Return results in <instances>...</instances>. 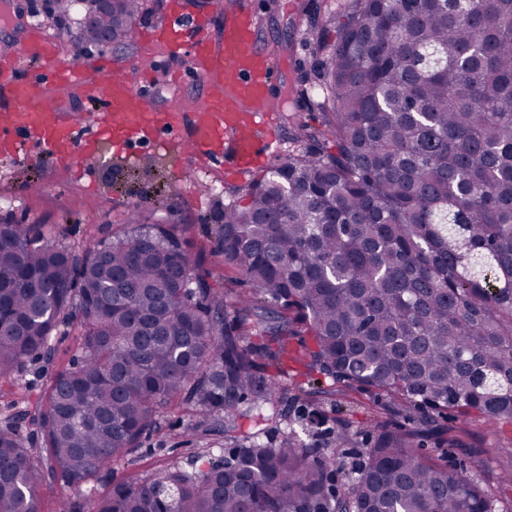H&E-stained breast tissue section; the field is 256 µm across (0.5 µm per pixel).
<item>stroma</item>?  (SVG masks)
Masks as SVG:
<instances>
[{"label": "stroma", "instance_id": "stroma-1", "mask_svg": "<svg viewBox=\"0 0 512 512\" xmlns=\"http://www.w3.org/2000/svg\"><path fill=\"white\" fill-rule=\"evenodd\" d=\"M25 10L36 14L41 26L58 44L64 59L75 64L111 58L113 74L131 82L141 80V65L155 60L151 91L159 104L188 108L199 103L203 88L195 80H187L181 90L172 87L179 67L161 51L147 46L118 52L96 47L82 51L75 28H61L54 17L42 9V0H21ZM299 0H255L262 43L268 49H279L286 62L278 76L280 86L278 123V152L288 149V116L296 113L311 125H319L320 113L310 98L296 95L302 81L312 77L315 38L298 11ZM176 158L161 152L152 141L130 143L124 153L106 150L100 156L85 160L84 174L72 167L56 165L46 160L41 149L30 146L27 159L16 161L0 153V224H26L36 229L55 228L64 241L80 246L90 241L107 240L120 234V219L134 207L156 209L158 219L174 223L189 244L191 253L202 254L212 272L211 283L224 289L227 298H234L245 284L231 268L225 267L218 250L216 228L221 222L225 204L234 189H246L261 169L234 171L231 162L222 167H208L196 162V177L184 182L177 178ZM80 329L63 327L55 344L52 358L27 359L17 375L18 385L11 394L12 406H0V426L6 420L16 421L20 433L35 439L37 429L30 416L41 404L44 391L52 378L70 367L80 353ZM285 368L294 377L303 394L288 402L284 411L290 417L311 415L320 411L319 431L335 429L337 422L349 423L358 431V447L344 451L345 462L358 461L361 445L369 443L377 433V423L414 428L427 422L429 413L405 412L388 407L372 409L365 394L337 397L313 408L308 390L323 387L326 380L316 372H307L303 361L288 358ZM444 425L453 427L463 447L443 450L425 447L423 455L438 460L447 459L449 467L479 471L484 487L498 500L501 512H512V483L504 477L512 473V424L493 425L485 419H461L448 415ZM230 445L223 435L194 431L192 419L177 408H169L159 431L144 436L123 460L114 462L94 482L95 496L108 494L120 484L134 478L152 477L162 467L177 464L190 467L205 450L228 453Z\"/></svg>", "mask_w": 512, "mask_h": 512}]
</instances>
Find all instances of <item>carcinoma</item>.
I'll list each match as a JSON object with an SVG mask.
<instances>
[{"mask_svg":"<svg viewBox=\"0 0 512 512\" xmlns=\"http://www.w3.org/2000/svg\"><path fill=\"white\" fill-rule=\"evenodd\" d=\"M54 2L60 19L96 17L79 40L104 29L130 47L145 0ZM309 23L322 121L293 119L288 151L224 206V264L250 285L234 307L138 208L81 249L0 224V380L51 356L59 325L84 336L34 416L40 447L0 430V512H38L45 478L91 495L174 403L235 450L118 485L90 512H498L480 474L418 453L454 447L451 427L381 424L338 464L301 437L316 415L285 421L292 388L270 369L306 334L332 381L317 395L512 423V0H316ZM332 442L357 433L339 421Z\"/></svg>","mask_w":512,"mask_h":512,"instance_id":"obj_1","label":"carcinoma"}]
</instances>
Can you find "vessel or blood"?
<instances>
[{
    "label": "vessel or blood",
    "mask_w": 512,
    "mask_h": 512,
    "mask_svg": "<svg viewBox=\"0 0 512 512\" xmlns=\"http://www.w3.org/2000/svg\"><path fill=\"white\" fill-rule=\"evenodd\" d=\"M216 24L223 33L219 41L211 34ZM142 41L182 61L177 84L189 77L200 81L205 93L200 107L184 112L153 105L148 90L109 75L103 66L97 76L86 77L85 66L61 61L41 29L26 23L14 53L0 60V126L20 130L24 137L0 147L18 158L34 144L52 161L76 166L105 145L121 149L142 135L162 134L166 152L180 159L217 164L229 154L246 169L267 157L282 61L260 49L261 32L250 0H241L218 22L188 9L185 0H170L166 19L149 27ZM34 60L48 65L45 77L25 73V64ZM61 86L97 105L95 136L79 139L78 124L50 102V90Z\"/></svg>",
    "instance_id": "obj_1"
}]
</instances>
